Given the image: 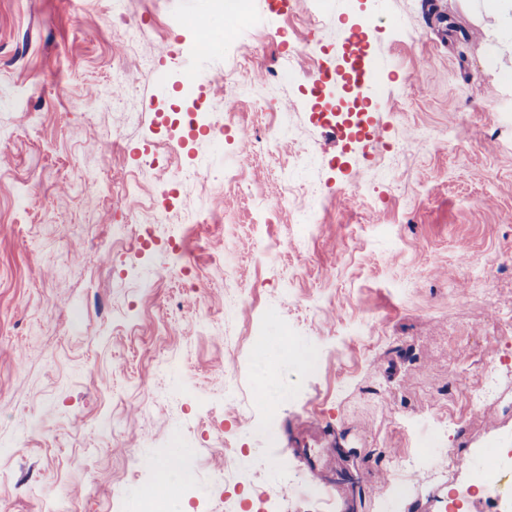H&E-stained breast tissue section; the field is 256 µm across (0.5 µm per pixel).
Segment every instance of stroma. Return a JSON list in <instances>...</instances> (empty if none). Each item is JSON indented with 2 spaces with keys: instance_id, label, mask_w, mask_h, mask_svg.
Masks as SVG:
<instances>
[{
  "instance_id": "stroma-1",
  "label": "stroma",
  "mask_w": 512,
  "mask_h": 512,
  "mask_svg": "<svg viewBox=\"0 0 512 512\" xmlns=\"http://www.w3.org/2000/svg\"><path fill=\"white\" fill-rule=\"evenodd\" d=\"M481 2L0 0V512H138L144 494L189 512L512 503V468L480 491L448 467L512 437V89L490 73ZM119 12L135 46L118 45ZM361 23L380 89L345 81ZM300 32L312 49L294 55ZM186 60L212 82L183 93ZM176 92L234 103L235 127L180 140ZM335 107L381 140H328ZM283 117L291 135L267 147ZM163 138L237 181L177 185L199 222L172 212L131 251L120 186ZM318 197L313 238L298 218ZM488 378L495 398L469 403ZM268 389L288 393L270 417ZM177 449L196 462L188 499L149 477ZM406 456L419 474L389 467Z\"/></svg>"
}]
</instances>
